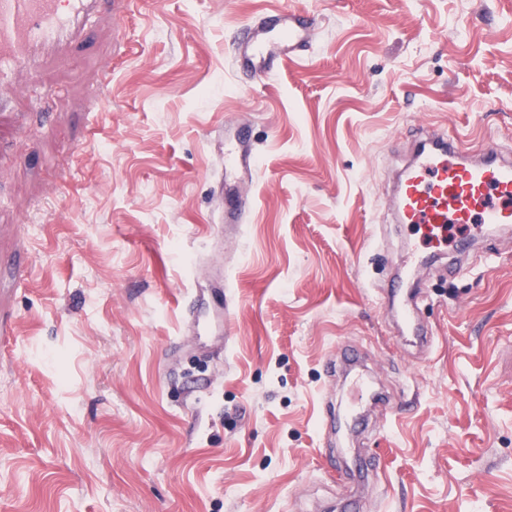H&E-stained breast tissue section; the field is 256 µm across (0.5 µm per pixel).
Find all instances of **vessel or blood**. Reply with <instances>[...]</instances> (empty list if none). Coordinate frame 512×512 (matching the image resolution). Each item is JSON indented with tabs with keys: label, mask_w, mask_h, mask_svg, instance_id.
I'll use <instances>...</instances> for the list:
<instances>
[{
	"label": "vessel or blood",
	"mask_w": 512,
	"mask_h": 512,
	"mask_svg": "<svg viewBox=\"0 0 512 512\" xmlns=\"http://www.w3.org/2000/svg\"><path fill=\"white\" fill-rule=\"evenodd\" d=\"M99 4L100 0H0V52L13 56L11 63L0 65V87L12 84L19 68L35 71L44 52L64 49L76 40L80 17L98 10ZM318 25V16L311 12L263 13L246 24L231 66L255 78L277 73L285 62L305 58ZM257 168L249 139L239 132L230 136L224 144L225 181L253 180ZM255 206V194L238 196L225 207L224 223H249ZM393 207L397 222L420 226L429 248L444 244L452 224H512V157L491 146L474 160L458 133L428 134L425 147L397 185ZM389 312L419 344H431V336L417 327L409 303L391 304Z\"/></svg>",
	"instance_id": "1"
}]
</instances>
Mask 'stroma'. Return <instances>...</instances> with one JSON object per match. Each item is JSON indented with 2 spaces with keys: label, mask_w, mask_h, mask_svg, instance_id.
<instances>
[{
  "label": "stroma",
  "mask_w": 512,
  "mask_h": 512,
  "mask_svg": "<svg viewBox=\"0 0 512 512\" xmlns=\"http://www.w3.org/2000/svg\"><path fill=\"white\" fill-rule=\"evenodd\" d=\"M319 13L310 56L231 70ZM0 112V512H512V238L453 229L399 339L392 201L419 128L512 148V0H103ZM255 184H224L225 129ZM255 192L250 223L219 233ZM224 347L182 326L223 287ZM352 346L381 402L343 412ZM319 23V17L311 12L263 13L245 25L244 37L230 58L232 68L245 71L252 78L277 73L285 62L306 57L312 31ZM256 206V195L252 193L240 195L234 203L224 207V218L220 217V223L247 224ZM391 316L399 321L410 335L416 337L420 345H431L433 337L428 336L427 333L422 332L415 323L414 311L411 308L408 300L404 299L401 305L397 304L395 297L389 306Z\"/></svg>",
  "instance_id": "obj_1"
}]
</instances>
